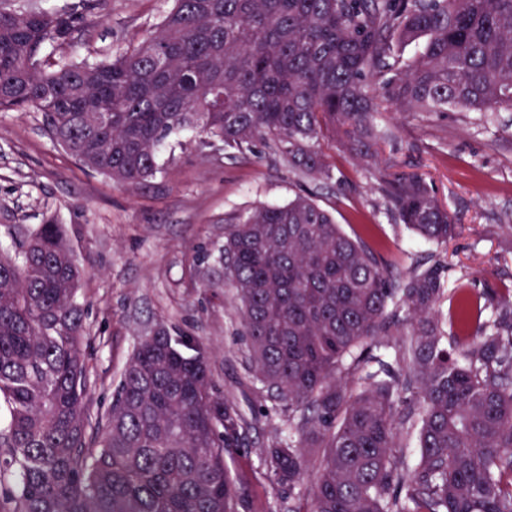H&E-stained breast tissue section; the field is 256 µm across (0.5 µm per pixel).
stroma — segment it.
<instances>
[{
    "label": "stroma",
    "instance_id": "35a3bbf8",
    "mask_svg": "<svg viewBox=\"0 0 512 512\" xmlns=\"http://www.w3.org/2000/svg\"><path fill=\"white\" fill-rule=\"evenodd\" d=\"M97 26L66 53L109 60L155 30L171 0H93ZM375 138L336 132L321 142L332 177L297 176L262 142L242 152L196 134L161 149L162 171L119 185L80 166L47 134L41 113L0 112V248L17 253L41 224L56 221L81 271L87 406L105 416L136 345L157 327L188 337L209 357L220 396L239 416L242 447L224 461L238 512H293L301 488L273 481L264 451L287 418L250 367L244 326L224 270V222L247 209L312 196L349 235L380 250L392 274L429 256L447 267V292L512 296V112L378 113ZM415 174L447 207L456 233L419 241L385 206L383 187Z\"/></svg>",
    "mask_w": 512,
    "mask_h": 512
}]
</instances>
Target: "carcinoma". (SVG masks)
<instances>
[{
  "mask_svg": "<svg viewBox=\"0 0 512 512\" xmlns=\"http://www.w3.org/2000/svg\"><path fill=\"white\" fill-rule=\"evenodd\" d=\"M98 23L0 0V110L42 113L76 161L126 185L155 176L159 146L187 130L229 150L261 140L318 181L328 130L370 132L379 112L512 110V0H173L110 62L56 56ZM385 196L422 238L454 233L420 178ZM223 253L255 378L288 415L265 465L292 489L323 455L295 512H512V300L461 289L443 314V266L392 281L310 196L234 219ZM79 278L53 222L0 253L10 512H237L224 449L240 418L208 357L165 328L141 339L103 433L89 432Z\"/></svg>",
  "mask_w": 512,
  "mask_h": 512,
  "instance_id": "cac0c4a2",
  "label": "carcinoma"
}]
</instances>
